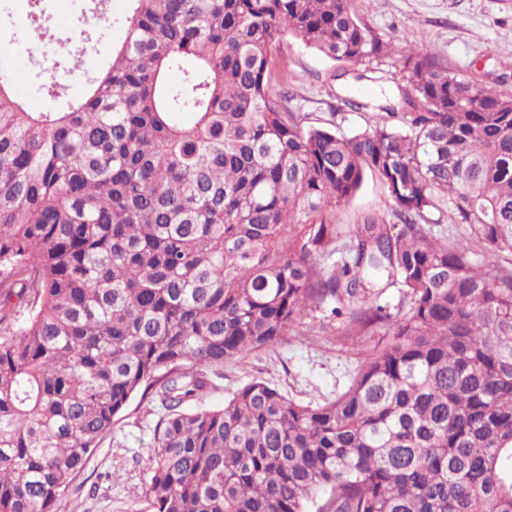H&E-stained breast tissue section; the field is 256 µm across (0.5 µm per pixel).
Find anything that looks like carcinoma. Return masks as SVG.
<instances>
[{
  "label": "carcinoma",
  "instance_id": "1",
  "mask_svg": "<svg viewBox=\"0 0 512 512\" xmlns=\"http://www.w3.org/2000/svg\"><path fill=\"white\" fill-rule=\"evenodd\" d=\"M287 35L349 66L400 54L399 98L351 136L302 125L270 76ZM368 174L400 223L327 221ZM506 251L512 95L383 40L352 0H130L60 109L0 78V512H57L138 392L163 409L152 512H512ZM325 308L388 336L336 399L256 380L191 408Z\"/></svg>",
  "mask_w": 512,
  "mask_h": 512
}]
</instances>
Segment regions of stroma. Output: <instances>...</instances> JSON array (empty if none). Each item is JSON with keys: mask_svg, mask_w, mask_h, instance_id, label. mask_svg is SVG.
<instances>
[{"mask_svg": "<svg viewBox=\"0 0 512 512\" xmlns=\"http://www.w3.org/2000/svg\"><path fill=\"white\" fill-rule=\"evenodd\" d=\"M353 8L384 40L423 45L462 76L512 95V0H354ZM127 11L128 0H109L107 22L85 53L91 69H98L112 43L120 40ZM53 56L52 40L33 47L24 19L0 16V69L10 75L17 96L38 112L59 106L46 94V84L62 77L74 85L82 76L81 71L55 67ZM271 72L287 77L292 93L288 109L300 114L304 125L332 122L345 135L373 124L375 104L382 95H397L403 84L398 55L372 62L365 80L358 82L343 64L291 37L281 43ZM352 95L365 98L367 108L351 109L346 100ZM369 215L388 224L397 221L394 203L371 175L351 201L329 210L335 224H359ZM379 342V336L359 333L329 311L309 312L280 340L225 362L198 405L221 407L255 379L298 403L324 404L349 386ZM159 414L157 402L134 395L59 502L58 512H149L144 489Z\"/></svg>", "mask_w": 512, "mask_h": 512, "instance_id": "1", "label": "stroma"}]
</instances>
